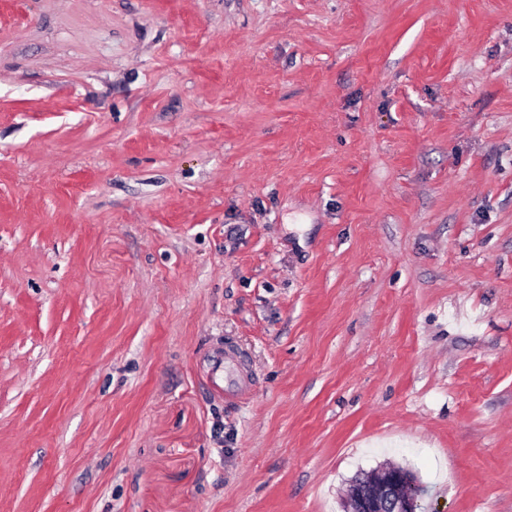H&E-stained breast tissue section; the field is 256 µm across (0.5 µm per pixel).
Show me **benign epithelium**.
Wrapping results in <instances>:
<instances>
[{"label":"benign epithelium","mask_w":512,"mask_h":512,"mask_svg":"<svg viewBox=\"0 0 512 512\" xmlns=\"http://www.w3.org/2000/svg\"><path fill=\"white\" fill-rule=\"evenodd\" d=\"M415 487L412 471L385 466L376 478L365 477L351 483L343 512H419V501L411 494Z\"/></svg>","instance_id":"1"}]
</instances>
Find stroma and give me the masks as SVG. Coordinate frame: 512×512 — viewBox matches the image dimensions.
Masks as SVG:
<instances>
[{
    "label": "stroma",
    "mask_w": 512,
    "mask_h": 512,
    "mask_svg": "<svg viewBox=\"0 0 512 512\" xmlns=\"http://www.w3.org/2000/svg\"><path fill=\"white\" fill-rule=\"evenodd\" d=\"M389 464L512 512V0H0V512Z\"/></svg>",
    "instance_id": "1"
}]
</instances>
